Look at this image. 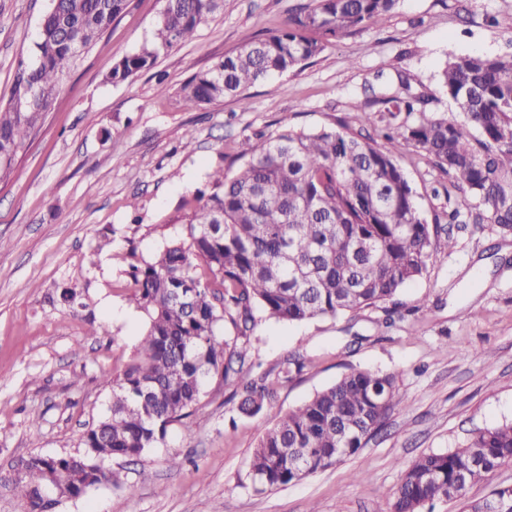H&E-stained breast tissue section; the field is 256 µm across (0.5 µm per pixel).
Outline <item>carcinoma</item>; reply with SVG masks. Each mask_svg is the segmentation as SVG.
I'll return each instance as SVG.
<instances>
[{"instance_id":"1","label":"carcinoma","mask_w":512,"mask_h":512,"mask_svg":"<svg viewBox=\"0 0 512 512\" xmlns=\"http://www.w3.org/2000/svg\"><path fill=\"white\" fill-rule=\"evenodd\" d=\"M398 0H310L279 33L248 41L181 89L185 106L238 95L273 73L299 68L325 45L307 30L346 33L382 23ZM128 0H52L33 59L18 64L0 106V181L42 126L86 53ZM223 0H163L150 40L118 60L114 84L151 70L160 56L193 39ZM395 96H367L378 138L346 124L285 127L254 146L231 176L219 168L184 215L181 236L152 262L132 263L131 301L146 330L110 381L107 414L80 439L76 454H31L0 478L27 512H52L64 499L116 483L107 459H137L188 419L214 380L242 395L258 415L276 388L304 367L291 355L278 370L253 374L256 310L289 324L337 318L392 300L455 247L432 231L415 203L400 159L408 150L448 176V223L494 224L512 233V53L453 55L438 74L462 114L430 107L435 97L397 74ZM477 205L461 209L459 200ZM400 403L396 377L352 368L264 429L248 461L258 490L296 482L364 448ZM512 461V422L476 432L462 448L421 455L402 473L391 512H421L456 498ZM469 512H512V486L494 489Z\"/></svg>"}]
</instances>
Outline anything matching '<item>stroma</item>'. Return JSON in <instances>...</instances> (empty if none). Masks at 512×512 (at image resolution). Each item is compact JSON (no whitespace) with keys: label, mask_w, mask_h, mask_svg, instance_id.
<instances>
[{"label":"stroma","mask_w":512,"mask_h":512,"mask_svg":"<svg viewBox=\"0 0 512 512\" xmlns=\"http://www.w3.org/2000/svg\"><path fill=\"white\" fill-rule=\"evenodd\" d=\"M308 0H224L193 40L153 70L108 82L113 64L149 39L162 0H130L87 52L0 183V468L32 453H76L106 414L108 384L143 328L129 300L131 257L153 261L180 233L183 198L221 167L233 172L261 139L290 126L345 122L372 134L355 108L367 87L391 92L397 73L453 105L435 75L449 56L512 52V0H399L389 19L334 36L302 68L273 74L237 98L185 109L180 89L225 54L283 29ZM50 0H0V101L19 61L32 58ZM405 173L427 220L448 205V177L407 154ZM448 255L403 288L398 319L384 308L299 324L259 317L261 369L292 352L307 366L274 402L247 417L210 390L190 427L170 426L141 461H111L119 483L55 512H388L402 471L419 456L467 444L473 431L512 421V235L491 224H440ZM75 292L74 304L60 294ZM394 373L401 397L356 455L285 487L255 492L247 463L262 429L347 372ZM148 480H141V470ZM135 492H128V485ZM512 485V463L423 512H466Z\"/></svg>","instance_id":"stroma-1"}]
</instances>
